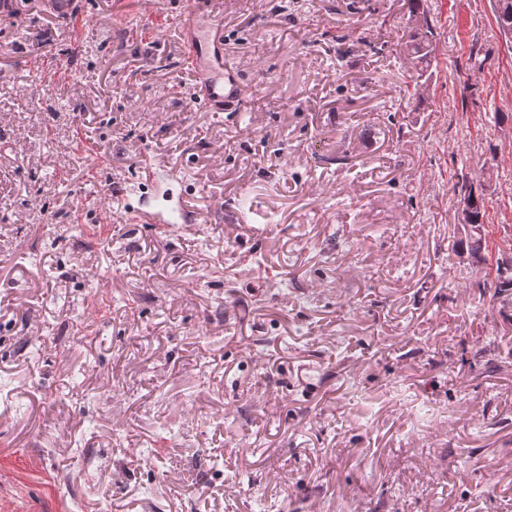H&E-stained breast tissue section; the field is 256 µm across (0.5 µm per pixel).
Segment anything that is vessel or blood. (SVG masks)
Masks as SVG:
<instances>
[{"label":"vessel or blood","instance_id":"b4317fda","mask_svg":"<svg viewBox=\"0 0 512 512\" xmlns=\"http://www.w3.org/2000/svg\"><path fill=\"white\" fill-rule=\"evenodd\" d=\"M182 60L197 76L192 90L194 105L211 112L241 110L244 102L240 72L224 60V23L213 12L190 9L180 31ZM184 180L177 172L165 170L152 156H144L137 176L142 192L160 194L162 209L147 212L136 210L129 191L120 192L117 204L127 213H137L142 223L170 230L191 221L190 209L180 187Z\"/></svg>","mask_w":512,"mask_h":512}]
</instances>
